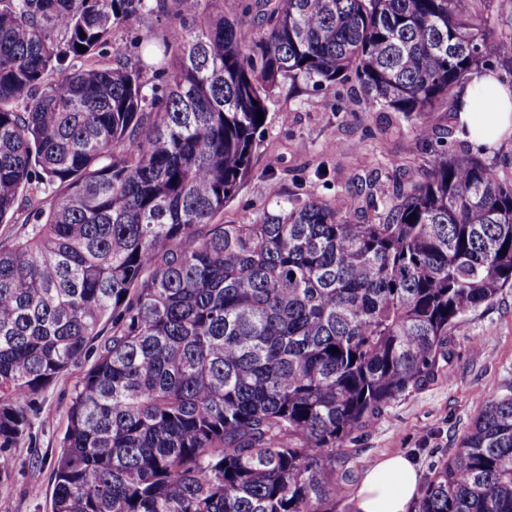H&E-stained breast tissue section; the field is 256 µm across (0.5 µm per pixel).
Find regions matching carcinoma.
Wrapping results in <instances>:
<instances>
[{"label":"carcinoma","mask_w":512,"mask_h":512,"mask_svg":"<svg viewBox=\"0 0 512 512\" xmlns=\"http://www.w3.org/2000/svg\"><path fill=\"white\" fill-rule=\"evenodd\" d=\"M213 2L0 0V447L95 355L52 512H335L336 449L512 288V182L474 157L438 154L377 223L348 197L215 223L282 80L352 76L425 141L474 73L512 69L495 0H279L261 36ZM129 20L169 58L158 112L112 41ZM415 512H512V391Z\"/></svg>","instance_id":"obj_1"}]
</instances>
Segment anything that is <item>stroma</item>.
Segmentation results:
<instances>
[{"label":"stroma","instance_id":"obj_1","mask_svg":"<svg viewBox=\"0 0 512 512\" xmlns=\"http://www.w3.org/2000/svg\"><path fill=\"white\" fill-rule=\"evenodd\" d=\"M432 143L414 137V120L362 102L355 82L328 92L304 81L284 80L253 157L251 177L224 207L223 219L260 215L289 201L332 202L375 179L370 220L386 211L395 174L419 178L441 150L475 157L512 181V136L481 151L462 140L445 109L433 114ZM451 376L392 401L369 426L346 440L342 458L354 490L364 470L385 454L412 456L420 483H427L459 447L462 436L491 395L512 390V288L469 316L452 340ZM87 370L78 364L60 375L31 408L30 435L0 448L8 466L0 471V512H52V463L62 451L74 386Z\"/></svg>","mask_w":512,"mask_h":512}]
</instances>
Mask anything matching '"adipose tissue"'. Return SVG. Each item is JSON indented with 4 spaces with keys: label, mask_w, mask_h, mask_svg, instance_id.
Here are the masks:
<instances>
[{
    "label": "adipose tissue",
    "mask_w": 512,
    "mask_h": 512,
    "mask_svg": "<svg viewBox=\"0 0 512 512\" xmlns=\"http://www.w3.org/2000/svg\"><path fill=\"white\" fill-rule=\"evenodd\" d=\"M453 123L475 148L512 135V88L483 71L459 93ZM419 494V473L411 456L396 453L369 465L351 497L353 512H409Z\"/></svg>",
    "instance_id": "obj_1"
}]
</instances>
